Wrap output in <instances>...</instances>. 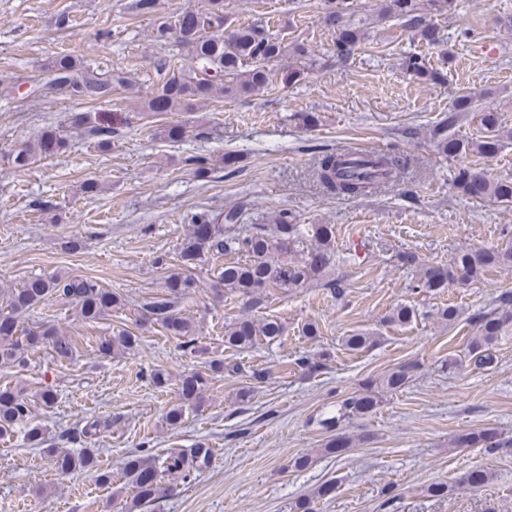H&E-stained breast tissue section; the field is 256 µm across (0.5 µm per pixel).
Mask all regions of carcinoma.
<instances>
[{
	"label": "carcinoma",
	"mask_w": 512,
	"mask_h": 512,
	"mask_svg": "<svg viewBox=\"0 0 512 512\" xmlns=\"http://www.w3.org/2000/svg\"><path fill=\"white\" fill-rule=\"evenodd\" d=\"M327 22L337 27L336 58L350 59L366 34L359 27L341 24L342 16L352 11L354 0H327ZM456 0H385L381 7L383 17L394 16L406 30L432 45L440 42L437 29L428 15L452 14ZM186 50L191 60L189 69L178 64L162 68L158 87L145 100L146 112H189L192 104L209 99L219 92L227 98L258 95L269 89L277 79L271 63L288 52L279 37L263 25L247 24L224 36V0H207L204 9H186L171 23L163 22L156 29L155 39L165 42L169 38ZM317 60L303 44L293 46V65L288 68V78L294 79L304 70L315 66ZM407 72L419 78L440 82L443 75L426 67L419 57L411 55L403 63ZM48 86L71 99L83 103L107 104L112 95L126 84L124 76L87 64L70 54L54 57L46 66ZM473 96L459 98L448 112L435 135L442 153L457 158L474 152L490 158L501 149V135L487 136L482 140L463 143L448 138L446 132L470 110ZM68 120L75 126H86L97 145L105 149L112 144L117 130L112 123L85 111L72 112ZM66 139L57 128L47 129L31 144L7 156V162L15 169H26L37 162L63 152ZM411 166V158L392 145L380 153L361 154L357 162H350V153L336 152L322 156L317 169V180L328 193L336 196H367L390 180L399 177ZM454 186L467 198L496 200L512 203V180L491 178L461 161L455 167ZM241 211L207 210L192 218V228L180 253V262L189 267L205 253L218 256L240 255V258L224 263L218 276V284L229 293L248 298L256 303L275 290H292L324 279L332 267L334 244L331 229L325 224L310 228L292 223L286 212L276 217L273 230L257 224L254 231L241 236L234 230L240 222ZM512 267V248L463 249L457 252L449 264L424 266L412 290L417 293L438 294L449 286H464L481 279L489 269ZM197 281L181 272H173L166 278L167 294L147 302L143 310L150 319L174 335L183 338V347L197 350L192 324L178 316L175 305L179 299L192 293ZM57 296L71 302L77 315L84 321L101 319L117 306L119 298L92 278L52 276L35 278L21 289H10L5 304H0V367H22L26 356L43 345L50 347L54 356L69 359L75 351V342L63 336L53 326L41 324L35 328L20 325L18 315L34 308L47 296ZM417 311L414 306L401 303L394 307L389 321L399 326L413 322ZM473 334L468 338V361L476 369H484L495 361V349L501 336L512 329V292H501L494 304L474 314L470 320ZM284 324L277 319L241 318L224 327V346L244 349L258 339L270 341L283 335ZM139 337L122 330L98 345L106 357L125 354L138 346ZM374 343L368 333H356L344 340L351 351H361ZM419 365L415 361L404 362L380 376L366 378L360 389L336 404V421L350 420L370 412L382 395L402 390L415 376ZM239 371L220 359L209 362L206 372H194L182 378L178 391V404L170 407L164 417L167 425L175 427L189 408L198 409L204 403V394L213 381L225 373ZM31 403L24 390L0 388V438L13 434L17 428H25L26 440L34 446L47 444L44 430L29 423ZM101 432V422L88 420L81 429L61 434L83 448L72 453L59 448H46L55 469L63 474L90 472L102 484L112 482V472L99 467L97 449L92 441ZM354 439L338 433L324 446L327 454L341 455L353 447ZM453 448L486 447L503 448L506 441L498 438L494 429H483L455 436ZM210 448H195L186 455L172 450L161 463L156 459L133 454L127 457L123 474L134 489L137 505L159 503L161 479L176 476L183 482L193 480V475L211 464Z\"/></svg>",
	"instance_id": "cac0c4a2"
}]
</instances>
